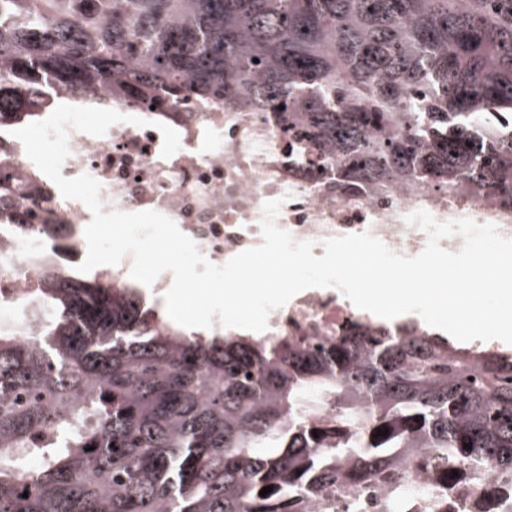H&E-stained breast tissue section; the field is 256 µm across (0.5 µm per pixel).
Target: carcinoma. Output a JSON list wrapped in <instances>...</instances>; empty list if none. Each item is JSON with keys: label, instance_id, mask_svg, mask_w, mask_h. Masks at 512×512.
Segmentation results:
<instances>
[{"label": "carcinoma", "instance_id": "1", "mask_svg": "<svg viewBox=\"0 0 512 512\" xmlns=\"http://www.w3.org/2000/svg\"><path fill=\"white\" fill-rule=\"evenodd\" d=\"M51 85L271 112L326 147L340 194L425 183L512 223V0H0V129L40 121ZM21 192L0 181V214ZM31 258L40 330L0 331V512H310L384 481L397 505L420 448L512 493L511 353L356 316L195 333L133 284Z\"/></svg>", "mask_w": 512, "mask_h": 512}]
</instances>
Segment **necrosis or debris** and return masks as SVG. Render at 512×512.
<instances>
[{
    "label": "necrosis or debris",
    "instance_id": "1",
    "mask_svg": "<svg viewBox=\"0 0 512 512\" xmlns=\"http://www.w3.org/2000/svg\"><path fill=\"white\" fill-rule=\"evenodd\" d=\"M112 108L145 119V126L121 123L101 137L70 131V154L62 175L73 178L87 173L97 179L105 210H154L170 217L216 265L261 244L262 206L280 197L285 203L278 226L295 239L314 241L313 253L318 257L324 253L321 239L365 231L391 251L413 257L424 249L427 236L406 224V215L424 210L444 221L489 210L487 201L452 197L447 191L417 183L372 187L358 197L336 194L321 170L322 148L307 144L305 169L289 167L288 136L266 112L203 108L192 116L178 104L160 117L119 100ZM156 119L180 137L179 150L167 159L161 155L160 132L150 126ZM0 151L7 153L10 172L23 188L12 223L0 226V306L27 319L40 285L29 255L54 250L62 260V272L74 274L87 253L86 240L78 229L89 223L91 213L81 201L61 195L27 157L10 129L0 130ZM30 209L49 214L51 223L61 225V232L21 233L19 227L27 223ZM354 314L351 302L335 291L313 290L273 310L268 321L284 334L308 328L314 335L329 336ZM400 481L417 491L403 502L404 512H512V496L494 494L495 478L490 474L449 495L446 486L438 483L430 455L424 451L401 469Z\"/></svg>",
    "mask_w": 512,
    "mask_h": 512
}]
</instances>
